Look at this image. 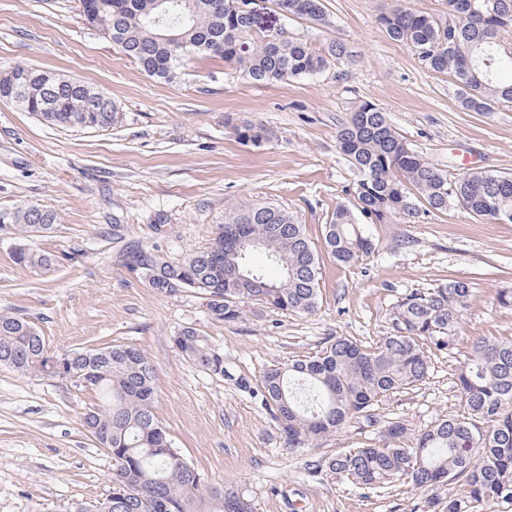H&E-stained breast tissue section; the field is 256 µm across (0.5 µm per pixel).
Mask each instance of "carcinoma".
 I'll list each match as a JSON object with an SVG mask.
<instances>
[{
    "label": "carcinoma",
    "mask_w": 512,
    "mask_h": 512,
    "mask_svg": "<svg viewBox=\"0 0 512 512\" xmlns=\"http://www.w3.org/2000/svg\"><path fill=\"white\" fill-rule=\"evenodd\" d=\"M285 20L328 24L323 0H274ZM447 0L441 14L414 11L390 0L378 16L387 36L408 45L424 67L448 74L461 86L460 102L470 112H490L512 102V0H470L468 10ZM81 16L149 76L172 81L199 55L219 58L246 79L269 84L320 74L341 63L344 49L325 51L290 35L273 37L252 17L235 9V0H79ZM30 67L0 72V92L24 82ZM53 94L33 88L16 102L44 124L70 129L112 127L117 109L107 104L89 111L85 93L57 76ZM238 138L258 147L268 140L262 126L236 127ZM339 148L356 172L355 209L338 206L324 225L323 249L337 263L352 266L375 249L359 218L391 224L412 217L424 206L445 212L454 205L487 222L512 223V175L465 172L453 179L416 153L395 131L386 113L368 101H355L337 131ZM44 215L32 223L33 212ZM56 215L39 204L13 213L6 225L23 241L14 251L17 264L44 267L48 253L24 242L44 237ZM264 254L279 275L270 278L252 262ZM129 269L159 294L192 291L204 296L209 316L231 323L243 318L250 303L297 316L318 305L320 253L303 225L287 212L260 206L217 226L202 250L181 261L130 247ZM237 266V280L226 269ZM473 296L464 280L440 283L397 301L391 313L393 333L376 342L351 336L327 338L318 353L273 365L255 381L233 375L224 353L196 328L174 336L178 353L201 370L228 378L259 398L277 422L288 445L301 446L329 436L354 419L373 421L386 396L410 390L431 373V356L452 354L462 313ZM83 374L72 384L94 391L99 403L83 416V427L101 448L112 449V501L78 512H253L252 503L230 486H207L198 470L174 446L154 411L157 369L138 347L123 343L66 352ZM37 326L0 311V366L23 376L65 380ZM459 409L413 431L401 421L381 426L376 442L333 455L309 456L310 476L331 474L361 489L375 491L405 479L423 491L460 482L463 493L448 498L446 512H482L490 502H512V339L479 338L455 370Z\"/></svg>",
    "instance_id": "carcinoma-1"
}]
</instances>
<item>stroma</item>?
<instances>
[{
    "label": "stroma",
    "instance_id": "stroma-1",
    "mask_svg": "<svg viewBox=\"0 0 512 512\" xmlns=\"http://www.w3.org/2000/svg\"><path fill=\"white\" fill-rule=\"evenodd\" d=\"M387 0H325L329 23L289 30L316 48L340 43L347 63L310 77L256 86L223 60L197 57L178 78L148 77L82 19L76 0H0V69L15 65L78 75L109 96L120 118L107 130L42 124L0 99V217L38 203L57 215L35 240L54 264L13 260L0 230V310L33 321L51 351L131 343L157 368L155 413L211 486L231 485L254 512H421L427 495L402 481L361 490L330 475L304 477L302 462L374 442L383 420L416 429L458 409L454 370L477 338H512V223H485L463 209L369 224L372 253L353 266L320 259L318 307L296 316L248 307L234 323L212 320L201 295L158 294L125 267L123 243L182 259L207 246L217 225L260 204L303 224L321 243L337 206L354 202L356 175L336 144L354 101L386 112L419 155L448 172L512 174V103L468 112L450 76L427 70L391 40L377 16ZM246 122L271 133L243 144ZM125 227L122 240L113 225ZM473 285L455 356L432 359L421 385L387 396L377 424L355 419L305 448L289 447L260 402L175 350L197 328L234 374L315 355L331 336L376 341L393 331L391 310L409 293L451 280ZM95 402L71 382L0 366V512H76L110 492L111 455L81 425Z\"/></svg>",
    "mask_w": 512,
    "mask_h": 512
}]
</instances>
